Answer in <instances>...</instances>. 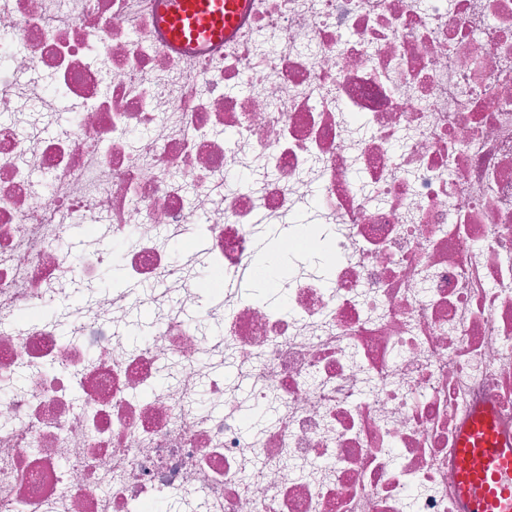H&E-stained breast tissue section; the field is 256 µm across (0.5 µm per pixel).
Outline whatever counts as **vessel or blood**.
Listing matches in <instances>:
<instances>
[{
    "instance_id": "1",
    "label": "vessel or blood",
    "mask_w": 512,
    "mask_h": 512,
    "mask_svg": "<svg viewBox=\"0 0 512 512\" xmlns=\"http://www.w3.org/2000/svg\"><path fill=\"white\" fill-rule=\"evenodd\" d=\"M249 0H160L156 24L182 51L223 43ZM458 495L463 512H512V440L501 435L493 411L474 412L456 437Z\"/></svg>"
}]
</instances>
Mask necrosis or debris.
I'll return each instance as SVG.
<instances>
[{
	"label": "necrosis or debris",
	"mask_w": 512,
	"mask_h": 512,
	"mask_svg": "<svg viewBox=\"0 0 512 512\" xmlns=\"http://www.w3.org/2000/svg\"><path fill=\"white\" fill-rule=\"evenodd\" d=\"M155 9L0 0V512H460L466 416L512 438V0H250L195 54Z\"/></svg>",
	"instance_id": "obj_1"
}]
</instances>
